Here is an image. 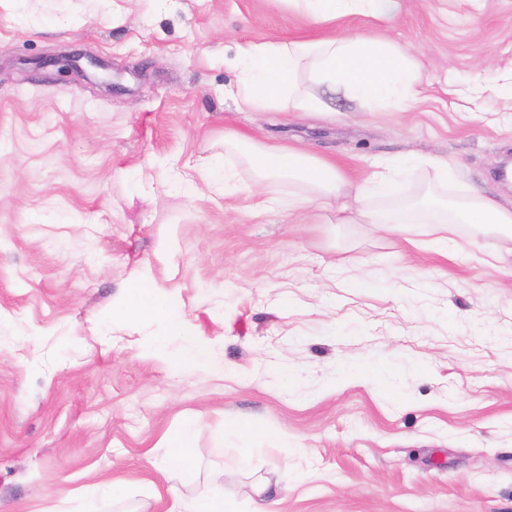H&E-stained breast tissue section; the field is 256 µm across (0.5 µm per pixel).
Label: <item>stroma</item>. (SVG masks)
Here are the masks:
<instances>
[{"mask_svg":"<svg viewBox=\"0 0 512 512\" xmlns=\"http://www.w3.org/2000/svg\"><path fill=\"white\" fill-rule=\"evenodd\" d=\"M356 34L408 50L423 97L302 117L224 96L240 45ZM75 52L112 86L35 65ZM482 65L512 69V0H403L391 24L318 27L286 0H0V512H66L73 491L93 512H166L172 491L216 483L238 512L260 486L279 512H512L511 239L457 224L443 247L429 224L266 209L285 182L192 200L172 186L201 180L239 132L355 184L418 154L401 205L474 188L511 201L497 171L512 101L476 112L447 94ZM141 279L223 375L148 354L161 320L113 321ZM187 425L195 466L163 477L153 463ZM247 452L256 467L237 469ZM103 479L127 498L96 497Z\"/></svg>","mask_w":512,"mask_h":512,"instance_id":"1","label":"stroma"}]
</instances>
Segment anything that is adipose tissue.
Here are the masks:
<instances>
[{"label":"adipose tissue","instance_id":"ef3b65f1","mask_svg":"<svg viewBox=\"0 0 512 512\" xmlns=\"http://www.w3.org/2000/svg\"><path fill=\"white\" fill-rule=\"evenodd\" d=\"M289 8L308 21L320 24L340 15H363L384 22L394 21L402 0H287ZM237 84L228 91L243 107L253 111L297 112L303 115L331 111L336 97L370 101L384 107H405L422 93L416 62L409 54L390 44L362 36H334L317 41L269 40L241 46L235 59ZM315 79L317 93H308L299 80L302 72ZM234 148L251 165L259 180L272 177L304 185V192L289 195L291 210L312 205L335 204L345 224H373L395 228L418 223L419 211L430 212L431 223L467 224L482 232L495 229L512 238V203L474 191L466 207L448 214L436 203L397 206L393 200L403 184L417 170L420 159L403 155L383 164L381 171L363 185L347 183L335 167L307 157L297 149L277 143H255L236 136ZM373 197L388 200L380 209H361L357 203ZM117 319L134 323L147 317H161L171 332L182 329L180 309L159 305L150 282L138 281L132 297L115 310Z\"/></svg>","mask_w":512,"mask_h":512}]
</instances>
